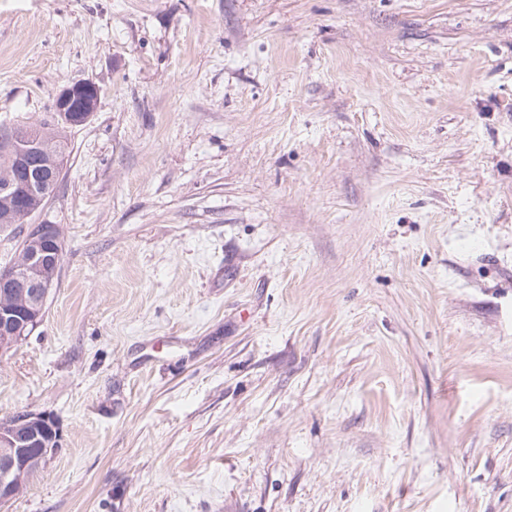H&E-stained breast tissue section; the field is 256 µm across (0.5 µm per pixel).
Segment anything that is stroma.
I'll return each mask as SVG.
<instances>
[{"mask_svg": "<svg viewBox=\"0 0 512 512\" xmlns=\"http://www.w3.org/2000/svg\"><path fill=\"white\" fill-rule=\"evenodd\" d=\"M77 81L0 512H512V0H0V122ZM59 440V427L51 413L24 410L0 423L1 506L14 499L18 482L47 462ZM30 478L17 485V496L26 492Z\"/></svg>", "mask_w": 512, "mask_h": 512, "instance_id": "obj_1", "label": "stroma"}]
</instances>
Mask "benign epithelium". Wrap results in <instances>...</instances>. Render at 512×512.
<instances>
[{"label": "benign epithelium", "mask_w": 512, "mask_h": 512, "mask_svg": "<svg viewBox=\"0 0 512 512\" xmlns=\"http://www.w3.org/2000/svg\"><path fill=\"white\" fill-rule=\"evenodd\" d=\"M102 89L92 81L63 86L55 95L54 111L73 127L86 124L100 102ZM13 148L21 159L41 150L36 131L28 128L14 138ZM66 158L60 156L55 171L38 172L29 179L28 193L42 200L56 191L58 172ZM28 247L20 259L0 269V340H22L43 318L47 298L55 284L64 244L56 224H31ZM60 432L55 417L47 412L19 411L0 423V505L15 497V486L40 469L59 447Z\"/></svg>", "instance_id": "benign-epithelium-1"}]
</instances>
